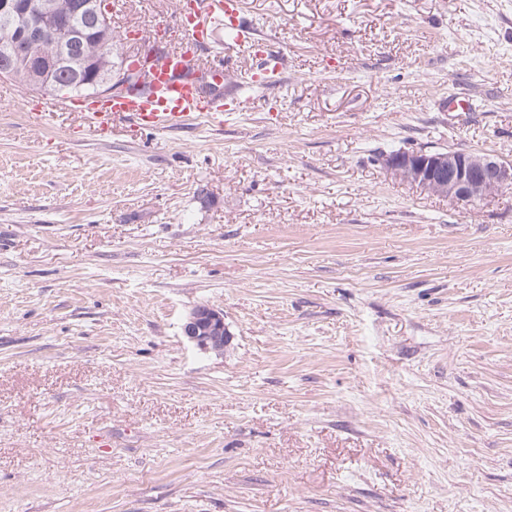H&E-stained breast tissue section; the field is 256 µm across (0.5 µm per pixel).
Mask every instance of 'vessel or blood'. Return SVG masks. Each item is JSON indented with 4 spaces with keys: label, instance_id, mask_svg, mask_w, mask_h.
Segmentation results:
<instances>
[{
    "label": "vessel or blood",
    "instance_id": "1",
    "mask_svg": "<svg viewBox=\"0 0 512 512\" xmlns=\"http://www.w3.org/2000/svg\"><path fill=\"white\" fill-rule=\"evenodd\" d=\"M183 41L161 43L148 56H133L130 72L138 81L107 96L82 99L86 129L105 135L115 124L130 133L168 131L204 119L220 126L230 108L245 109L259 99L285 66L283 56L258 48L254 26L240 0H178ZM250 62L249 80L225 89L223 50Z\"/></svg>",
    "mask_w": 512,
    "mask_h": 512
}]
</instances>
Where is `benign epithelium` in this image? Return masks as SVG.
Returning a JSON list of instances; mask_svg holds the SVG:
<instances>
[{"mask_svg":"<svg viewBox=\"0 0 512 512\" xmlns=\"http://www.w3.org/2000/svg\"><path fill=\"white\" fill-rule=\"evenodd\" d=\"M106 0H76L70 4L75 15L93 17L94 24L108 20ZM60 10L59 0H41L36 17L28 18L17 29L15 41L0 58V70L11 74L17 69L32 83H47L54 65L69 59L74 46L83 36V27L74 23L54 32L53 52L45 57L44 68L35 71L21 64L24 49L42 47L47 37V20ZM123 73L99 69L89 73L87 81L100 91L121 85ZM379 163L390 174L422 191L468 206L483 201L505 189H512V163L478 151L446 149L433 152L396 151L384 154ZM183 335L202 352L221 351L229 346L232 334L224 323V312L207 304H198L187 313Z\"/></svg>","mask_w":512,"mask_h":512,"instance_id":"7a95c632","label":"benign epithelium"}]
</instances>
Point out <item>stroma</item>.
Returning a JSON list of instances; mask_svg holds the SVG:
<instances>
[{"mask_svg": "<svg viewBox=\"0 0 512 512\" xmlns=\"http://www.w3.org/2000/svg\"><path fill=\"white\" fill-rule=\"evenodd\" d=\"M242 8L288 68L223 126L0 102V512H512V190L377 162H512V0ZM176 9L116 0V60ZM50 112H70V109L62 100L53 97H45L37 104L33 112L28 114V117L33 124L41 126L45 123L46 116ZM422 191L468 206L512 189V163L478 151H396L378 161ZM183 335L202 352L221 351L230 345L232 334L224 323V312L207 304H198L189 310L183 326Z\"/></svg>", "mask_w": 512, "mask_h": 512, "instance_id": "35a3bbf8", "label": "stroma"}]
</instances>
